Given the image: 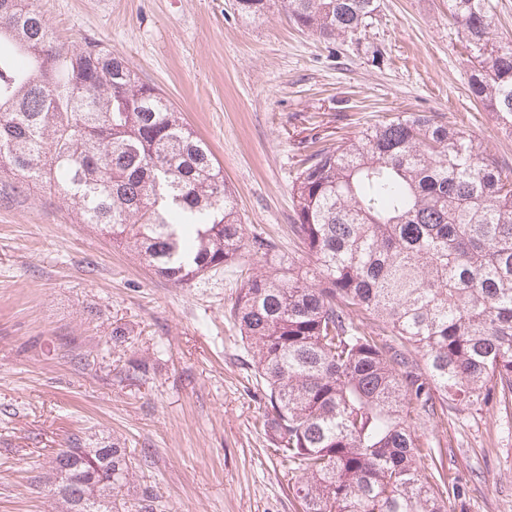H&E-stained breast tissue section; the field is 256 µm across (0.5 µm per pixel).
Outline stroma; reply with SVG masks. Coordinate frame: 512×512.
<instances>
[{
	"label": "stroma",
	"mask_w": 512,
	"mask_h": 512,
	"mask_svg": "<svg viewBox=\"0 0 512 512\" xmlns=\"http://www.w3.org/2000/svg\"><path fill=\"white\" fill-rule=\"evenodd\" d=\"M37 4L61 42L96 37L162 91L210 145L243 223L281 252L313 141L427 112L512 167V130L468 90L448 0H378L356 45L299 30L277 4L257 23L234 0ZM237 279L173 285L42 184L0 181V512H55L49 461L79 431L133 457L126 512L149 485L156 512H302L230 317ZM117 325L128 342L113 343ZM132 357L146 377L123 376ZM411 428L422 468L462 488L448 512H512V408L457 406Z\"/></svg>",
	"instance_id": "35a3bbf8"
}]
</instances>
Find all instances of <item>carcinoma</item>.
Segmentation results:
<instances>
[{
	"instance_id": "carcinoma-1",
	"label": "carcinoma",
	"mask_w": 512,
	"mask_h": 512,
	"mask_svg": "<svg viewBox=\"0 0 512 512\" xmlns=\"http://www.w3.org/2000/svg\"><path fill=\"white\" fill-rule=\"evenodd\" d=\"M271 0H236L256 21ZM325 41L373 25L376 0H278ZM468 88L512 128V41L490 0H448ZM46 183L81 223L185 286L259 257L230 316L252 353L261 426L303 512H447L418 466L412 415L512 402V179L462 128L411 112L313 150L291 186L293 243L249 236L182 113L99 40L60 44L35 0H0V176ZM370 316L356 322L357 312ZM421 355L422 361L413 358ZM103 478L86 482L83 461ZM59 512H112L130 484L118 442L72 435L52 457Z\"/></svg>"
}]
</instances>
